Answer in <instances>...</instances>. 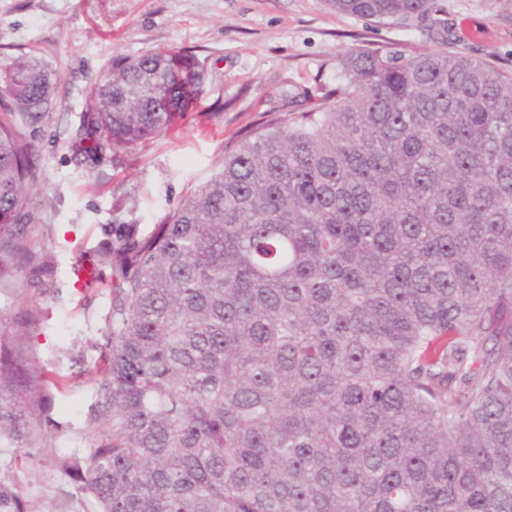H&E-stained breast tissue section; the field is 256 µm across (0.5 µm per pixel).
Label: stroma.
<instances>
[{
  "label": "stroma",
  "mask_w": 512,
  "mask_h": 512,
  "mask_svg": "<svg viewBox=\"0 0 512 512\" xmlns=\"http://www.w3.org/2000/svg\"><path fill=\"white\" fill-rule=\"evenodd\" d=\"M449 30L430 21L373 23L328 0H0V67L32 54L59 76L45 117L26 127L40 161L34 218L17 225L30 262L0 282V313L38 321L27 345L52 397L34 461L0 451V476L38 512H93L59 469L108 432L99 382L112 325V227L148 236L214 172L246 129L270 110L303 109L305 89L331 86L340 58L360 48L413 55L461 52L512 73V0H436ZM157 47L193 51L205 64L192 112L166 134L85 159L73 138L85 90L117 56Z\"/></svg>",
  "instance_id": "obj_1"
}]
</instances>
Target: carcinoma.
Instances as JSON below:
<instances>
[{
    "label": "carcinoma",
    "instance_id": "obj_1",
    "mask_svg": "<svg viewBox=\"0 0 512 512\" xmlns=\"http://www.w3.org/2000/svg\"><path fill=\"white\" fill-rule=\"evenodd\" d=\"M329 4L441 25L435 0ZM204 76L176 47L113 60L75 147L167 132ZM57 89L25 53L0 70V280L39 177L21 126ZM307 97L149 236L112 226L110 434L59 462L95 512H512V75L366 49ZM36 321L0 314V444L27 461L49 411ZM0 512L37 510L0 479Z\"/></svg>",
    "mask_w": 512,
    "mask_h": 512
}]
</instances>
